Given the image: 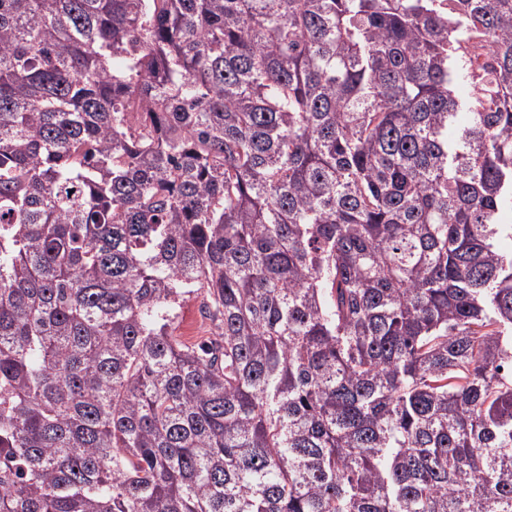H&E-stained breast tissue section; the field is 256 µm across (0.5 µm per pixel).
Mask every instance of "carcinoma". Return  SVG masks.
<instances>
[{
    "instance_id": "cac0c4a2",
    "label": "carcinoma",
    "mask_w": 512,
    "mask_h": 512,
    "mask_svg": "<svg viewBox=\"0 0 512 512\" xmlns=\"http://www.w3.org/2000/svg\"><path fill=\"white\" fill-rule=\"evenodd\" d=\"M505 212L512 0H0V512H512ZM201 300L187 298L181 305L178 319L177 334L184 341L194 342L202 336H208L209 321L200 312Z\"/></svg>"
}]
</instances>
